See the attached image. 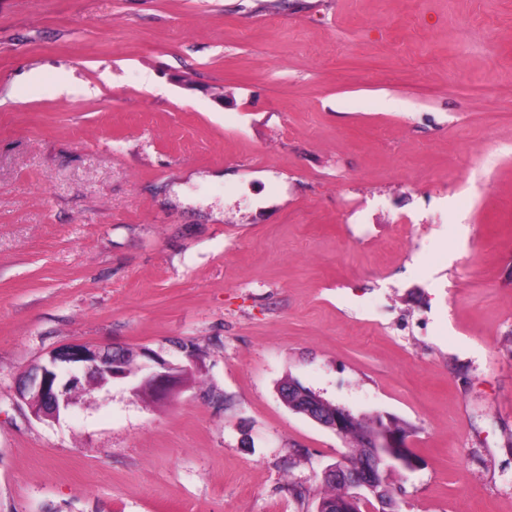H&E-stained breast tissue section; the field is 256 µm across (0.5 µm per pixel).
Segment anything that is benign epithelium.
<instances>
[{
    "label": "benign epithelium",
    "instance_id": "1",
    "mask_svg": "<svg viewBox=\"0 0 512 512\" xmlns=\"http://www.w3.org/2000/svg\"><path fill=\"white\" fill-rule=\"evenodd\" d=\"M177 348L184 353L188 363L174 364L151 349H141L139 353L143 361L138 369L131 371L117 348L72 343L50 352L47 359L38 363L19 381L16 395L35 417L50 420L72 406L75 396L83 389L93 388L98 378L105 382L127 380L133 384L135 392L156 400L165 399L182 386L198 358V348L194 344L179 343ZM287 394L307 417L341 439L358 420L345 408L327 405L326 401L294 382H288ZM364 447L371 449V453L358 467H346L341 454L323 472V479L343 487V495L336 502L334 512H361L368 495L384 478L381 449L405 448L407 439L378 424Z\"/></svg>",
    "mask_w": 512,
    "mask_h": 512
}]
</instances>
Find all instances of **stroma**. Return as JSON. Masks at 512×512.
<instances>
[{"label":"stroma","mask_w":512,"mask_h":512,"mask_svg":"<svg viewBox=\"0 0 512 512\" xmlns=\"http://www.w3.org/2000/svg\"><path fill=\"white\" fill-rule=\"evenodd\" d=\"M180 341L166 400L15 393ZM288 378L407 423L402 512H512V0H0V512H315ZM189 364H174L159 353L141 348L143 361L137 370H129L119 348H101L90 343H72L51 351L43 362L20 380L16 387L18 399L33 415L55 420L62 410L75 403V396L87 391L102 378L107 381L127 380L133 390L156 400L165 399L179 389L198 358L195 344L180 343ZM143 349V350H142Z\"/></svg>","instance_id":"1"}]
</instances>
